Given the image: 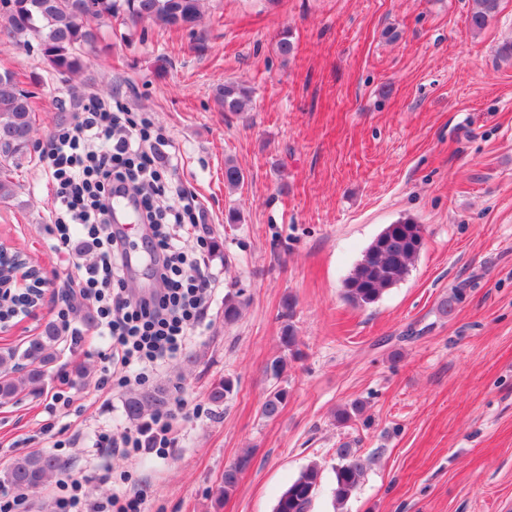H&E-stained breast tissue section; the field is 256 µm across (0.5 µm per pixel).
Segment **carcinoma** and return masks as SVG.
<instances>
[{"label":"carcinoma","instance_id":"obj_1","mask_svg":"<svg viewBox=\"0 0 512 512\" xmlns=\"http://www.w3.org/2000/svg\"><path fill=\"white\" fill-rule=\"evenodd\" d=\"M11 16L0 26V37L28 47L37 45L51 69L60 74L82 68L83 53L98 42L95 21L112 20L116 13H126L134 21H151L164 28H184L202 18L203 0H11ZM469 16L472 29H484L497 14L499 0H474ZM214 98L225 112H242L249 98L245 88L225 83L215 89ZM33 107L29 94L18 88L12 72H0V201L13 197L12 170L27 158L31 145ZM244 175L231 160L224 161V185L239 186ZM423 225L412 218L387 225L366 247L343 282V298L355 307L376 303L389 288L401 282L424 247ZM60 330L45 326L41 335L30 339L22 352H0V403L9 402L24 392L40 391L46 369L56 355ZM281 347L294 356L299 340L294 325L282 327ZM234 382L223 378L211 384L208 401L221 406L231 395ZM171 391L156 385L131 392L125 399V413L132 421L162 413L169 405ZM288 398L284 388L271 389L261 404V414L276 418ZM252 451L242 450L236 461L224 469L221 483L214 492L220 501L237 486L239 475L249 467ZM62 467L51 453L30 452L16 457L3 473V481L26 492L36 493ZM359 450L348 444L336 449L333 466L335 509L341 510L357 490L364 475ZM322 480V468L312 463L294 478L279 496L274 512H309Z\"/></svg>","mask_w":512,"mask_h":512}]
</instances>
